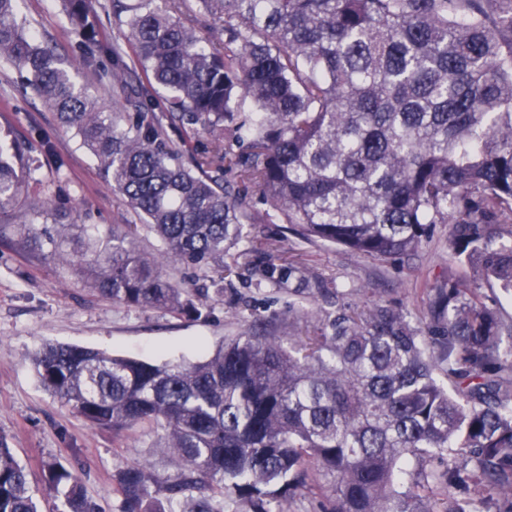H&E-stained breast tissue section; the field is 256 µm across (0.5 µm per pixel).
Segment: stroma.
I'll use <instances>...</instances> for the list:
<instances>
[{"instance_id":"obj_1","label":"stroma","mask_w":512,"mask_h":512,"mask_svg":"<svg viewBox=\"0 0 512 512\" xmlns=\"http://www.w3.org/2000/svg\"><path fill=\"white\" fill-rule=\"evenodd\" d=\"M17 15L55 48L77 85L99 104L111 106L112 58L97 50L93 62L84 63L80 39L67 23L61 0H19ZM14 142L25 147L35 174L18 208L0 211V439L27 467L42 512L55 505L43 476L45 460L80 463L88 497L107 512L116 506L112 474L117 469L133 460L166 468L154 434L118 435L89 427L43 389L31 363L43 344L89 347L152 363H193L256 322L289 345L304 328L303 322L289 320V310L313 300L332 312L384 300L418 323L428 288L450 277L474 280L472 270L453 258L444 224L433 225L416 256L378 262L340 246L300 241L274 220L245 227L249 237L265 243V250L245 258L234 249L225 254V264L236 272L225 278L224 299L212 303L207 316L130 308L93 294L71 267L50 254L28 251L13 233L22 218L39 225L76 222L102 230L135 224L139 218L113 191L74 131L42 99L23 92L16 72L0 66V143ZM281 257L296 271L285 288L261 276L267 264ZM304 276L309 279L305 286L300 283ZM477 283L488 300H501L502 315L511 319L512 300L504 299L492 281Z\"/></svg>"}]
</instances>
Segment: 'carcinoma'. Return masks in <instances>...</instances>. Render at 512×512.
<instances>
[{
    "label": "carcinoma",
    "mask_w": 512,
    "mask_h": 512,
    "mask_svg": "<svg viewBox=\"0 0 512 512\" xmlns=\"http://www.w3.org/2000/svg\"><path fill=\"white\" fill-rule=\"evenodd\" d=\"M16 4L0 0V61L75 130L160 244L140 252L135 224L19 225L22 246L51 245L101 296L199 317L224 289L185 288L169 270L224 281V253L267 219L385 262L447 224L454 253L512 294L499 232L512 223V0H111L124 43L110 111ZM66 11L98 44L92 0ZM207 35L222 48H205ZM156 86L185 129L178 144L153 113ZM30 175L21 149L0 145V210ZM250 188L266 212L243 209ZM291 274L262 271L277 288ZM288 318L305 330L286 348L248 329L200 362L49 344L33 366L89 426L157 433L169 472H114L117 512H286L313 466L332 479L328 512H512V323L481 289L452 277L429 289L420 325L385 302ZM43 470L54 512H102L73 469ZM0 512H40L2 441Z\"/></svg>",
    "instance_id": "obj_1"
}]
</instances>
